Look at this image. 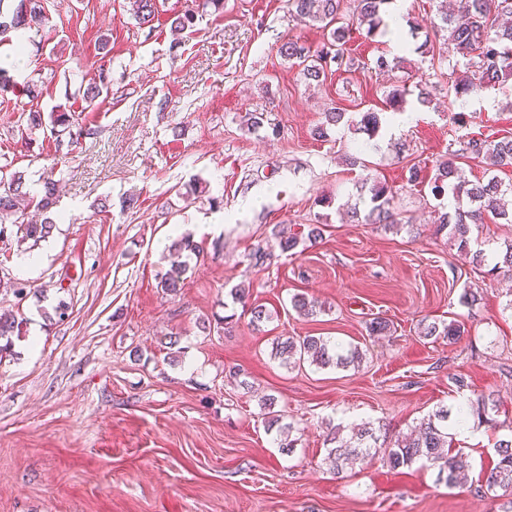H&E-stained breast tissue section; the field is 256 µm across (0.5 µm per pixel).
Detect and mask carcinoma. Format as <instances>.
I'll use <instances>...</instances> for the list:
<instances>
[{
	"label": "carcinoma",
	"instance_id": "carcinoma-1",
	"mask_svg": "<svg viewBox=\"0 0 512 512\" xmlns=\"http://www.w3.org/2000/svg\"><path fill=\"white\" fill-rule=\"evenodd\" d=\"M344 0H287L288 10L299 19L323 31V41L315 49L299 39L289 38L277 48L278 55L292 66L301 68V74L308 82L320 83L326 78L331 65L351 68L356 60L347 55L346 45L352 26L365 28L366 36L376 34L386 22L385 6L390 0H358L357 15L344 20ZM132 15L139 24L152 22L158 14L157 0H129ZM500 14H512V0H457L452 11L438 5L437 18L433 28L446 32L448 59L454 60L448 73L449 88L455 98L477 94L491 86H501L512 79V26L500 24ZM196 8L189 6L169 16L170 30L181 34L195 25ZM43 0H0V41L9 39L8 33L43 31L47 26ZM111 60H102L98 79L88 84L83 93L85 101L92 103L109 88ZM412 90L406 81L392 86L385 95V104L393 110H400ZM51 132L66 134L71 139L83 135L84 128L74 117V109H62L49 113ZM466 157L486 160L491 169L512 168V138L489 140L472 137L459 149H448V154L435 165L429 188L434 199L448 198L451 203L439 204L436 232H447L448 240L457 251L468 257L478 269L485 266L484 250L472 247L471 226L486 221L512 223V184H504L497 176L469 180L465 177L458 160ZM43 191L31 192L21 173L0 174V239L11 234L20 241L41 242L51 235L54 222L50 217L41 223L26 220V209L32 207L38 212L48 213L54 204L56 181L52 176L42 177ZM364 190L368 198L363 200L366 214L359 209L352 211L351 218L364 219L367 224H398L393 212L394 191L387 182L367 178ZM323 229L319 224H307L303 229L292 232L280 228L275 239L284 253L296 249L300 243H313L322 238ZM177 255L188 253L200 255L199 245L189 235H183L170 246ZM189 270L187 262L171 265L161 275L160 284L167 292L175 294L181 288L183 276ZM512 272V243L505 245L497 261L487 274ZM297 315L310 318L317 314V305L303 293H297L290 300ZM250 324L259 328L264 322L274 319V314L262 304H252L246 309ZM22 333V322L13 311H0V352L11 344V337ZM464 330L455 320L433 321L421 327L420 335L429 339H445L452 343L462 336ZM271 354L290 367L309 364L318 369H346L358 365L363 353L358 347L346 348L322 336H278L272 342ZM469 411L482 422L495 428L497 421L493 414L498 412L497 401L479 395L469 401ZM451 411L440 406L415 422L406 435L390 436L384 426L374 427L364 422L349 434H343V427H331L325 442L328 459L336 472H342L353 462L380 463L391 470L410 467L418 461L437 470V479L450 487L464 485L468 472L461 455L452 454L455 437L452 433L458 421H449ZM277 431V445L289 452L296 447L298 439L292 437L296 428L291 423L281 424L280 415L274 414L267 420V430ZM498 460L494 466L482 471V482L486 490L501 491L506 498L504 512H512V436L495 443Z\"/></svg>",
	"mask_w": 512,
	"mask_h": 512
}]
</instances>
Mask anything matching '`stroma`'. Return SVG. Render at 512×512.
<instances>
[{"label":"stroma","instance_id":"35a3bbf8","mask_svg":"<svg viewBox=\"0 0 512 512\" xmlns=\"http://www.w3.org/2000/svg\"><path fill=\"white\" fill-rule=\"evenodd\" d=\"M183 2L159 0L158 20L141 25L128 0H43L45 47L27 42L12 72L19 83L40 73L42 112L87 87L100 45L112 57L110 94L86 109L78 141L59 145L39 130L22 138L28 98L0 96V169L32 185L54 168L59 195L48 239L0 241V309L23 321L0 354V512H502L479 475L496 460L500 427L512 425V279L475 269L437 232L429 180L449 143L512 137V81L458 100L430 59L354 30L352 55L367 64L400 55L401 67L341 69L315 90L277 47L290 35L316 46L322 32L285 0L206 8L173 53L166 20ZM401 78L432 96L424 105L408 96L407 123L383 104ZM335 105L344 122L316 138ZM255 111L263 124L250 131L244 117ZM368 111L381 116L371 136L360 127ZM370 176L392 186L401 230L340 212ZM195 179L205 193L177 195ZM315 222L323 238L301 253L272 238L275 226ZM186 232L202 253L169 295L159 280L172 238ZM21 253L39 265L21 270ZM18 282L25 298L14 295ZM237 286L277 318L253 330L230 296ZM467 288L480 304H461ZM296 293L321 312L298 316ZM376 318L391 332L370 335ZM434 319L463 321L465 333L454 344L420 336ZM309 334L361 347L360 366L291 370L272 357L275 337ZM456 374L499 402L497 427L477 424L455 441L470 464L465 485L448 488L419 462L334 473L327 424L405 431L463 402ZM269 397L299 430L293 454L264 428Z\"/></svg>","mask_w":512,"mask_h":512}]
</instances>
